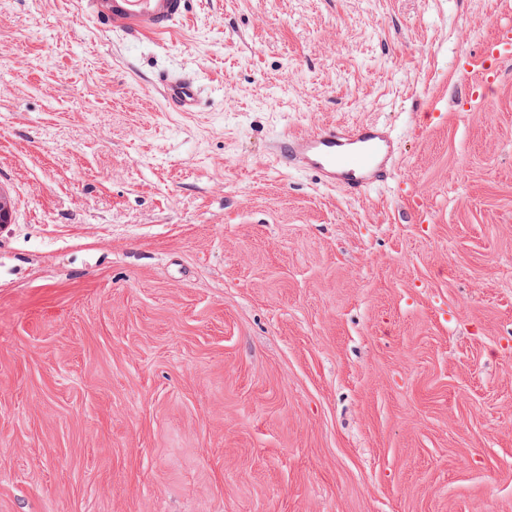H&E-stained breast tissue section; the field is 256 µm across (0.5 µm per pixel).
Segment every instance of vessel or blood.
Instances as JSON below:
<instances>
[{
	"instance_id": "vessel-or-blood-1",
	"label": "vessel or blood",
	"mask_w": 512,
	"mask_h": 512,
	"mask_svg": "<svg viewBox=\"0 0 512 512\" xmlns=\"http://www.w3.org/2000/svg\"><path fill=\"white\" fill-rule=\"evenodd\" d=\"M189 0H85L99 25L138 39L172 30L188 12ZM486 56L512 57V28L502 29L485 47ZM169 106L190 112L198 104L199 85L190 76H158ZM394 145L377 123L353 127L326 125L309 134L283 135L274 144V157L285 168L314 173L322 182L359 194L384 183L390 173Z\"/></svg>"
}]
</instances>
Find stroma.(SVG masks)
Masks as SVG:
<instances>
[{
    "label": "stroma",
    "mask_w": 512,
    "mask_h": 512,
    "mask_svg": "<svg viewBox=\"0 0 512 512\" xmlns=\"http://www.w3.org/2000/svg\"><path fill=\"white\" fill-rule=\"evenodd\" d=\"M512 0H0V512H512ZM198 73L176 112L159 71ZM377 122L351 197L274 139ZM99 25L134 39L173 30L188 12V0H85ZM485 55L492 58H508L512 57V28L502 29L497 38L485 47Z\"/></svg>",
    "instance_id": "stroma-1"
}]
</instances>
